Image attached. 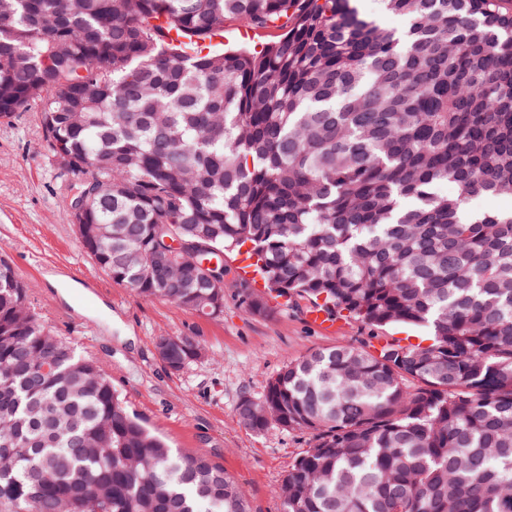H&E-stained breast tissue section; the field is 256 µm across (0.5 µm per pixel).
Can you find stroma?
Masks as SVG:
<instances>
[{"label": "stroma", "instance_id": "35a3bbf8", "mask_svg": "<svg viewBox=\"0 0 512 512\" xmlns=\"http://www.w3.org/2000/svg\"><path fill=\"white\" fill-rule=\"evenodd\" d=\"M77 185L45 147L38 106L0 120V257L33 284L43 324L100 363L130 410L172 447L208 451L244 490L252 512H281L278 487L308 437L274 424L251 431L238 420L237 400L261 397L268 379L306 349L357 346L370 330L340 319L334 332L322 333L289 303L267 318L249 314L234 253L224 257L223 317L143 299L82 248L65 209ZM91 284L97 294L88 304ZM177 334L196 337L207 355L173 371L158 361L155 343Z\"/></svg>", "mask_w": 512, "mask_h": 512}]
</instances>
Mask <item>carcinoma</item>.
<instances>
[{
    "label": "carcinoma",
    "instance_id": "carcinoma-1",
    "mask_svg": "<svg viewBox=\"0 0 512 512\" xmlns=\"http://www.w3.org/2000/svg\"><path fill=\"white\" fill-rule=\"evenodd\" d=\"M383 6L402 30L354 0H0V118L40 104L83 249L144 299L222 316L202 261L231 250L278 298L426 330L308 349L240 397L252 431L309 435L282 512H512V210L464 209L512 198V0ZM229 22L268 40L225 49ZM32 293L0 257V512H251ZM176 339L169 369L205 355ZM359 5L365 15L376 19L378 23L386 28L400 30L404 26V22L400 17L384 12L381 9L380 0H359ZM511 207V199L490 196H474L468 198L466 208L472 213L491 212Z\"/></svg>",
    "mask_w": 512,
    "mask_h": 512
}]
</instances>
